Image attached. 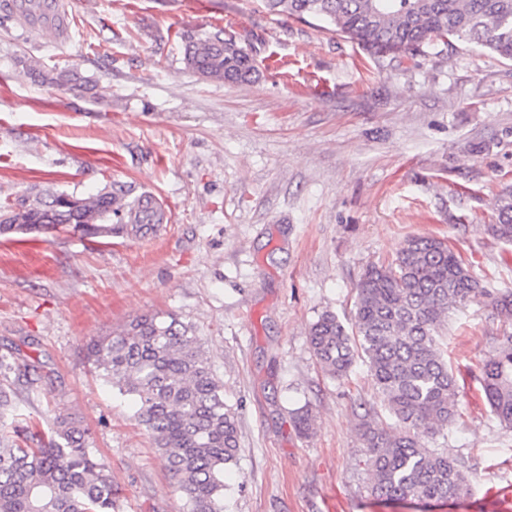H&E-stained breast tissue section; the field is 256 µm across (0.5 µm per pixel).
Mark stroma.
Here are the masks:
<instances>
[{"mask_svg": "<svg viewBox=\"0 0 512 512\" xmlns=\"http://www.w3.org/2000/svg\"><path fill=\"white\" fill-rule=\"evenodd\" d=\"M62 0L65 38L0 12V206L53 188L110 183L154 195L158 236L91 238L68 228L0 235V354L34 360L19 407L43 424L74 414L110 463L115 512H183L184 501L129 400L86 346L145 313L191 325L239 423L224 512H419L370 494L362 415L392 429L368 366L316 362L323 312L351 325L354 285L410 236L447 240L482 285L512 289V244L487 232L512 188V62L457 42L441 55L375 62L317 22L259 0ZM221 26L249 38V85L202 80L174 33ZM108 53L112 61L94 65ZM76 67L92 92L36 85L21 62ZM512 323L474 300L440 342L459 415L425 447L467 459L468 494L433 512H493L512 484V428L491 414L480 368ZM310 405L300 434L290 412Z\"/></svg>", "mask_w": 512, "mask_h": 512, "instance_id": "stroma-1", "label": "stroma"}]
</instances>
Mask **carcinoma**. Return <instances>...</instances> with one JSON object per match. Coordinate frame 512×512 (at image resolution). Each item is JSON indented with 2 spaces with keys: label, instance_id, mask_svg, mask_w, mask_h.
Returning a JSON list of instances; mask_svg holds the SVG:
<instances>
[{
  "label": "carcinoma",
  "instance_id": "carcinoma-1",
  "mask_svg": "<svg viewBox=\"0 0 512 512\" xmlns=\"http://www.w3.org/2000/svg\"><path fill=\"white\" fill-rule=\"evenodd\" d=\"M277 14L324 22L377 60L414 58L453 40L475 44L512 61V0H260ZM186 68L206 81L245 84L259 76L256 60L234 32L186 28L175 34ZM22 75L57 88L92 89L75 67L46 69L35 58ZM124 184L81 195L47 191L22 196L0 209V233H32L70 226L84 235L139 233L147 222L141 197ZM497 223L488 231L512 244V189L498 195ZM134 219V228L123 223ZM352 339L336 315L325 312L308 341L330 375L347 376L356 357L368 364L392 431L361 423L372 471L371 493L381 500L457 499L474 480L466 461L429 449L421 434L451 423L458 387L438 341V330L458 306L482 298L494 315L512 320V290L481 285L461 257L440 238H408L396 256L368 265L355 285ZM87 360L136 406V419L164 457L184 512H224V470L237 461L238 423L191 326L174 316L143 314L87 346ZM35 366L0 355V419L18 410L20 384L33 385ZM492 415L512 427V334L483 363L478 377ZM302 434L313 427L307 405L293 413ZM0 428V512H115L112 470L91 448L81 421L60 414L49 437L39 421Z\"/></svg>",
  "mask_w": 512,
  "mask_h": 512
}]
</instances>
